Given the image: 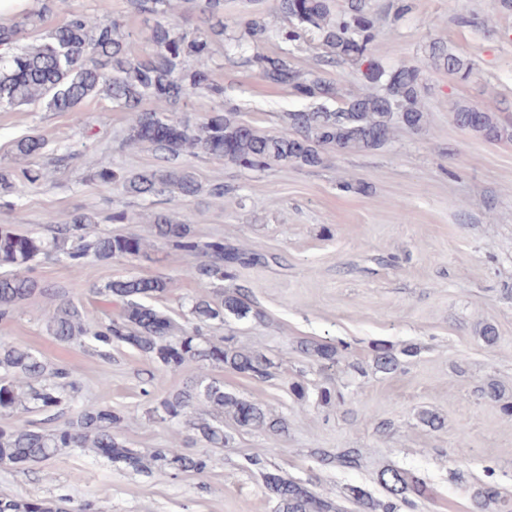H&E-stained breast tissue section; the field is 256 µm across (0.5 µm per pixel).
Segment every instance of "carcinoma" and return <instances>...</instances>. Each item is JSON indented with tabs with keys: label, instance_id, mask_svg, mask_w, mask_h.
<instances>
[{
	"label": "carcinoma",
	"instance_id": "1",
	"mask_svg": "<svg viewBox=\"0 0 512 512\" xmlns=\"http://www.w3.org/2000/svg\"><path fill=\"white\" fill-rule=\"evenodd\" d=\"M132 14L149 23L143 50L122 21L112 18L108 0H100L102 14L92 18L82 12L61 10L57 25L42 38L27 42L28 29L64 0L44 4L42 11L23 13L0 20V110L41 105L51 112H71L84 122L85 101L105 96L115 108L131 112L122 132L126 147L148 146L166 165L139 172L102 168L92 179L101 191L138 197L166 196L175 204L206 191L222 199L234 187L222 180L202 186L183 156L218 159L239 168L262 171L273 165L319 167L325 151L378 150L386 147L395 133L405 128L423 130L427 113L422 106L425 74L422 68L402 64L384 66L376 56L378 30L372 0H273V11L282 24L270 25L263 12L254 8L258 0H246L233 25L224 22V0H193L198 24L187 26L188 18L175 14L171 0H128ZM277 41L294 49L305 43L321 46L322 54L309 70L294 68L288 58L260 51L263 44ZM224 45L228 62L254 69L269 84L288 86L308 105L281 114L284 131L269 134L237 118L238 108L225 97L224 83L209 68L214 46ZM428 60L436 70L467 81L477 74L475 62L434 41ZM356 66L363 89L346 93L326 76L325 67ZM206 97L211 111L191 120L178 112L191 99ZM455 124L488 142L512 139V125L495 112L465 103L451 108ZM21 159L48 155L65 167L74 155L49 148L42 135H27L16 142ZM47 233L22 234L14 224H0V321L9 320L25 301L35 295L52 296L53 286L30 276L33 263L41 259L65 261L81 267L92 259L110 263L135 257L145 250V239L136 235L97 230L94 211L74 213L68 222L46 218ZM150 235L173 246L198 262L188 268L193 278L214 284L235 278L238 266L267 263L260 253H247L224 244L220 237H202L169 211L153 213ZM169 282L162 278L129 276L106 282L95 293L103 307L121 305L118 318L90 325L82 310L71 302L58 305L45 320L46 332L61 342L85 346L92 342L98 355L110 359L108 348L115 343L135 347L162 367L188 363L226 366L258 380L272 377L271 362L260 351L233 343L230 336H208L204 328L224 321L229 313L239 318L257 317L251 306L249 288L241 285L222 291L216 301L198 299L192 310L198 324L187 329L154 308L149 300L164 293ZM301 350L330 368L339 361L333 344L305 343ZM374 364L381 371H394L400 361L393 350L378 344ZM484 393L501 403L512 416V401L496 380L487 382ZM66 406L72 415L63 426L47 430L21 420L26 414L52 412ZM17 418L14 426L0 428V464L21 467L78 448L135 471L155 470L176 474L204 473L205 455L186 454L178 442L166 448L139 451L120 439L115 429L121 417L112 409L79 399V386L71 372L53 365L21 345L0 344V415ZM149 418L172 425H185L211 448L226 443L224 426L216 419L226 416L243 429H262L279 435L287 429L283 417H272L253 401L224 391L211 381L195 382L176 393L152 400ZM325 460L336 466L357 469L361 454L345 450ZM276 512H345V507L322 498L297 481L269 468L258 455L249 458ZM378 480L386 498L375 499L359 486L348 488L347 500L366 512H403L417 507L427 487L417 475L392 465L383 466ZM480 512H509V501L494 486L475 489ZM0 512H71L63 503L49 500L0 498Z\"/></svg>",
	"mask_w": 512,
	"mask_h": 512
}]
</instances>
